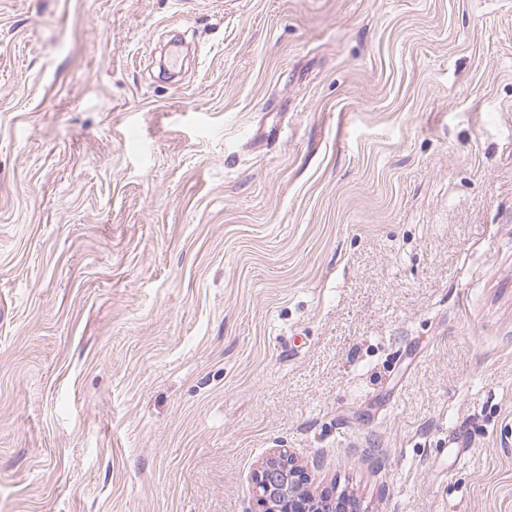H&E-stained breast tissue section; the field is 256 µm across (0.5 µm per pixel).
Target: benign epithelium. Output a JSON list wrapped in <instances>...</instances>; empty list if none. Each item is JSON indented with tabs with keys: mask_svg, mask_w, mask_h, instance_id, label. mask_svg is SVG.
<instances>
[{
	"mask_svg": "<svg viewBox=\"0 0 512 512\" xmlns=\"http://www.w3.org/2000/svg\"><path fill=\"white\" fill-rule=\"evenodd\" d=\"M287 450L277 448L253 471L252 490L262 512H363L361 502L336 488H311V471Z\"/></svg>",
	"mask_w": 512,
	"mask_h": 512,
	"instance_id": "7a95c632",
	"label": "benign epithelium"
}]
</instances>
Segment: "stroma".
Listing matches in <instances>:
<instances>
[{
    "instance_id": "stroma-1",
    "label": "stroma",
    "mask_w": 512,
    "mask_h": 512,
    "mask_svg": "<svg viewBox=\"0 0 512 512\" xmlns=\"http://www.w3.org/2000/svg\"><path fill=\"white\" fill-rule=\"evenodd\" d=\"M512 512V0H0V512ZM287 450L276 448L253 471L252 490L262 512H363L361 502L343 490L311 489V471Z\"/></svg>"
}]
</instances>
